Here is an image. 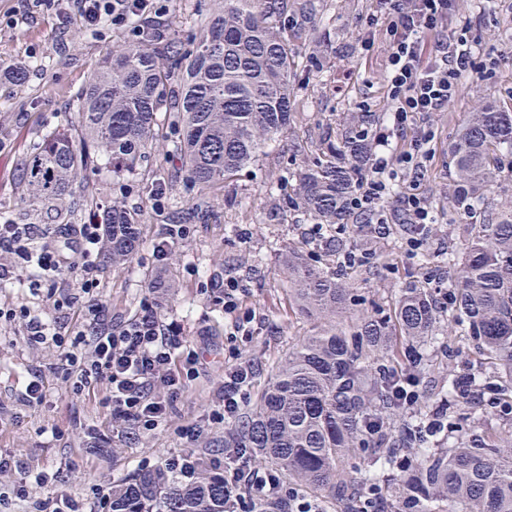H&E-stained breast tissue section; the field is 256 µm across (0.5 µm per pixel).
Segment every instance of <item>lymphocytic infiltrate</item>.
<instances>
[{"instance_id": "obj_1", "label": "lymphocytic infiltrate", "mask_w": 512, "mask_h": 512, "mask_svg": "<svg viewBox=\"0 0 512 512\" xmlns=\"http://www.w3.org/2000/svg\"><path fill=\"white\" fill-rule=\"evenodd\" d=\"M53 10L60 28L80 21L91 32L104 25L123 27L133 17L162 16L163 0H23L22 12L4 16L9 25L32 20L38 7ZM451 0H377L370 25L385 23L388 35V107L383 124L365 129L372 144L369 172L349 200L352 212L369 214L376 222L369 231L383 235L388 222L385 204L396 198L401 223L410 225V249H418L429 224L444 220L420 190L432 155L435 133L430 124L457 95L459 81L468 72L487 70L476 47L461 34L445 33ZM415 134L404 148L391 147L392 138L406 129ZM409 178L396 190L398 175ZM106 227L97 218L85 224H66L53 236L36 238L32 225L0 224V281L28 279L32 295L45 296L55 309L77 310L72 324L49 321L30 307L0 308V321H22L29 346L52 345L58 350L56 372L71 380L75 391L101 385L103 405L116 427L155 430L167 415L171 401L195 379L202 365L192 344L183 339V327L165 317L159 297L164 283L152 284L131 318L107 320L98 298ZM247 281L230 276L212 284V302L224 310L227 340L250 336L261 318L247 307ZM252 362L237 361L224 372V382L213 395V420L230 422L241 410L252 384ZM224 491L236 497L240 485L255 495L278 488L291 497L270 470L253 466L238 449L224 451Z\"/></svg>"}]
</instances>
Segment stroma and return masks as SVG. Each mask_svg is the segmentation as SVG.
Listing matches in <instances>:
<instances>
[{
  "label": "stroma",
  "mask_w": 512,
  "mask_h": 512,
  "mask_svg": "<svg viewBox=\"0 0 512 512\" xmlns=\"http://www.w3.org/2000/svg\"><path fill=\"white\" fill-rule=\"evenodd\" d=\"M317 22L331 39L322 47L320 67L299 74L296 95L304 102L290 132L267 149L258 163L239 173L215 202L208 218L191 225V233L175 245L165 261H157L153 242L173 209L189 208L195 194L185 171L166 162L172 144L157 139L135 173H112L104 168L89 173L103 206L121 201L140 214L141 244L131 263L122 269L102 267L99 298L106 313L124 320L137 309L158 266H165L175 281L163 303L164 314L184 326L188 341L197 345L203 366L170 408L157 429L116 431L102 404L105 392L74 393L72 382L51 370L57 361L54 347H28L21 323H0V455L26 468L52 471L53 479L39 493L17 500L12 488L19 472L0 474V512H38V501L63 497L79 502L83 512H98V504L112 483L137 470H152L171 455L190 452L216 463L224 461L227 425L211 421L212 396L224 380V367L233 355L251 361L256 376L246 400L254 402L274 365L299 337L319 328L316 320L295 314L288 304L287 285L280 268L289 243L308 239L311 220L288 210L286 221L271 224L268 209L281 206L296 193L289 170L300 167L298 145L316 152L322 133L335 131L345 117L361 107L383 114L385 77L388 71L387 36L376 28L371 51L361 39L376 0H318ZM208 0H173L162 16V32L185 39L196 30V17ZM449 31L466 30L485 57L499 59V66L484 77L466 76L454 101L433 117L436 130L434 156L422 189L434 208L446 203L454 173L448 166V148L468 112L491 104L512 110V0H453ZM128 32L104 27L91 34L72 24L59 31L51 15L14 28L0 29V65L20 62L26 67L24 82L0 74V208L8 207L15 224H38L50 229L46 217L33 214L16 189V174L27 151L46 135L67 130L72 107L68 94L83 83L87 72L111 49L128 39ZM491 205L473 216L449 213L446 223L433 227L427 251L448 246L456 225L492 221L497 200L512 198V171L503 170L491 189ZM358 251L369 252L374 274L361 284L366 304L390 303L398 289L418 270V257L409 255L404 242L407 228L396 239L374 237L348 226L344 232ZM227 276L249 279L247 305L257 307L266 325L238 348L224 335V312L213 305L209 282ZM42 369L48 389L46 402L29 405L22 395L28 371ZM195 424L205 430L193 442L183 432ZM59 437H52V430Z\"/></svg>",
  "instance_id": "1"
}]
</instances>
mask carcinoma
<instances>
[{"instance_id":"1","label":"carcinoma","mask_w":512,"mask_h":512,"mask_svg":"<svg viewBox=\"0 0 512 512\" xmlns=\"http://www.w3.org/2000/svg\"><path fill=\"white\" fill-rule=\"evenodd\" d=\"M315 0H209L194 39H159L136 20L132 39L112 46L73 95L75 135L54 134L23 159V199L58 224L73 220L76 191L85 211L99 210L88 172L105 158L112 168L133 172L163 128L179 136L168 162L200 187L195 213L213 206L217 191L255 163L291 126L295 100V46L316 42ZM164 113L166 125L159 124ZM376 120L353 112L319 153L295 173L292 201L329 232L336 254L352 251L336 234L345 222L358 223L347 199L367 171L369 146L359 130ZM512 155V112L481 107L468 113L448 150L455 170L448 211L473 213L485 204L493 183ZM101 221L112 225V252L105 262L127 265L140 242L139 217L115 203ZM435 262L453 269L448 303L434 296L431 278L412 276L388 308L357 309L359 283L372 267L314 265L294 247L282 265L288 301L299 313L328 326L289 347L273 374L224 443L249 448L256 461L276 469L297 495H309L332 512H362L360 492L382 490L380 512L415 500L421 512H443V502H461L464 512H512V441L487 430L472 438L461 417L457 379L413 408L405 389L431 374L428 345L438 332L458 330L474 345L480 372L468 377L484 391L486 416L512 406V200L499 207L494 224H473L457 246ZM346 331L333 322L349 311ZM448 403L443 434L449 448H434L418 425L432 409ZM408 441L418 456L402 464L399 447ZM362 455L365 468L343 462ZM111 512H226L224 474L201 464V477L184 485L165 471L134 472L112 486ZM254 512H291L275 493Z\"/></svg>"}]
</instances>
